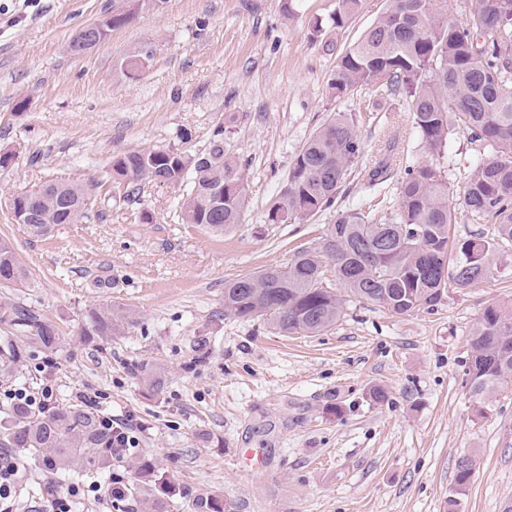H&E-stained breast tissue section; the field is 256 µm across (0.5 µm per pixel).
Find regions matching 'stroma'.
I'll use <instances>...</instances> for the list:
<instances>
[{
	"instance_id": "obj_1",
	"label": "stroma",
	"mask_w": 512,
	"mask_h": 512,
	"mask_svg": "<svg viewBox=\"0 0 512 512\" xmlns=\"http://www.w3.org/2000/svg\"><path fill=\"white\" fill-rule=\"evenodd\" d=\"M106 0H0V238L27 269L23 286L0 296L35 307L58 328L55 353L0 323V350L23 352L6 385L52 387L56 402L82 391L100 410L141 422L134 456L148 460L173 491L167 512H193L197 495L225 512H501L512 500V389L489 402L469 389L470 336L494 304H512V246L475 288H449L439 305L409 315L346 303L335 326L286 334L224 315L225 281L286 264L321 244L335 210L302 224H271L288 170L331 113L355 112L364 155L340 206L379 199L366 174L391 166L387 194L406 166L432 156L406 113L367 89L334 97L336 56L388 6L364 0L343 31L327 19L338 0H168L143 10L89 52H68L72 33ZM155 54L132 80L115 71L133 47ZM243 164L241 224L214 235L183 224L181 188L143 183L127 194L113 176L117 157L147 148L206 150L216 126ZM476 153L456 131L448 151L453 205H460ZM56 179L95 186L88 219L42 236L12 223L13 194ZM110 280L107 288L97 287ZM115 304L133 318L103 343L81 340L83 316ZM160 367L151 391L142 364ZM387 392L372 397L374 388ZM47 473L20 459L17 512L37 504L47 478L60 488L107 481L95 465ZM476 466L463 495L457 459Z\"/></svg>"
}]
</instances>
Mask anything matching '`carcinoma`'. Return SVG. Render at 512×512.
Returning a JSON list of instances; mask_svg holds the SVG:
<instances>
[{
	"mask_svg": "<svg viewBox=\"0 0 512 512\" xmlns=\"http://www.w3.org/2000/svg\"><path fill=\"white\" fill-rule=\"evenodd\" d=\"M442 0H389L388 8L354 43L336 57L330 88L336 97L372 88L383 99L402 101L411 125L430 153L448 159V140L457 128L469 132L479 159L463 192L460 211L448 168L438 163L405 168L398 204L391 217L374 210L339 209L322 245L296 250L288 264L224 283V316L263 321L285 333H318L335 325L348 301L378 305L396 315L434 308L448 284L473 288L492 274L491 256L512 242V0H475L465 18L448 20ZM126 11L113 19L122 27L151 0H124ZM362 0H338L330 26L344 29ZM150 45L126 54L117 70L135 78L151 60ZM359 120L337 112L304 143L288 171L280 200L268 213L271 224H301L335 206L363 153ZM112 170L129 182L159 179L180 186L193 176L180 201L181 220L222 234L241 223L247 203L243 168L215 128L202 154L156 148L125 154ZM94 198L78 184L49 180L27 192L31 213L27 230L46 234L56 224L88 218ZM493 224L496 233L455 239L458 221ZM28 277L14 245L0 240V284L8 288ZM129 314L115 305L91 308L82 336L89 343L120 332ZM0 322L14 335L55 349L56 326L31 306L0 301ZM469 383L473 395L490 398L512 385V308L489 307L471 335ZM5 438L13 448L65 469L84 459L86 448H107L112 434L97 412L75 401L34 409L16 406L7 413ZM144 482L154 485L149 512H165L169 488L155 477L150 462H128ZM475 461L456 462L455 489L470 482ZM194 512H224L216 495H200Z\"/></svg>",
	"mask_w": 512,
	"mask_h": 512,
	"instance_id": "1",
	"label": "carcinoma"
}]
</instances>
